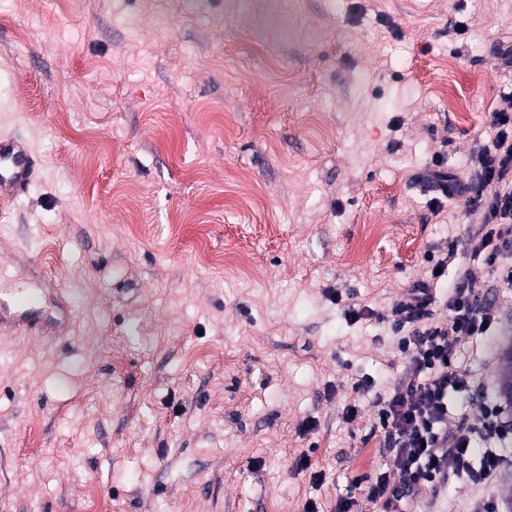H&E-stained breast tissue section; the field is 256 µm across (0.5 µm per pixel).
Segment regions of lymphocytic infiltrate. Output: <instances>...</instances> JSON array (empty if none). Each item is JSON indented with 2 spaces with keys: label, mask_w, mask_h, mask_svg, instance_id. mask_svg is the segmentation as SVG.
Wrapping results in <instances>:
<instances>
[{
  "label": "lymphocytic infiltrate",
  "mask_w": 512,
  "mask_h": 512,
  "mask_svg": "<svg viewBox=\"0 0 512 512\" xmlns=\"http://www.w3.org/2000/svg\"><path fill=\"white\" fill-rule=\"evenodd\" d=\"M489 130L487 144L465 174L449 172L437 158L420 175L435 194L434 204L464 194L472 213L480 215L481 227L469 233L465 249L452 239L445 256L427 255L424 277L390 313L345 307L352 321L386 325L397 353L408 359L397 385L370 404L371 431L383 437L399 469L394 480L384 472L369 478L366 499L381 512H414L459 475L492 490L501 470L512 467V456L498 450L512 436V405L486 400L484 380L454 347L455 337L479 336L499 324L495 298L512 288V113H493ZM476 263L484 276L473 272ZM451 264L456 277L443 293L438 285ZM459 394L479 399L477 412L454 404Z\"/></svg>",
  "instance_id": "f902f5d3"
}]
</instances>
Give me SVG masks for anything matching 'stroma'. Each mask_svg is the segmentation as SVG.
<instances>
[{"instance_id": "stroma-1", "label": "stroma", "mask_w": 512, "mask_h": 512, "mask_svg": "<svg viewBox=\"0 0 512 512\" xmlns=\"http://www.w3.org/2000/svg\"><path fill=\"white\" fill-rule=\"evenodd\" d=\"M510 43L512 0L0 7V134L40 161L0 200V289L28 284L21 251L74 311L60 340L0 337V512H336L397 477L370 411L342 412L403 362L332 294L389 311L478 227L416 176L471 167ZM496 305L456 343L494 395ZM484 502L453 478L431 512Z\"/></svg>"}]
</instances>
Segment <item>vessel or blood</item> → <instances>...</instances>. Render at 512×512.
<instances>
[{"label":"vessel or blood","instance_id":"1","mask_svg":"<svg viewBox=\"0 0 512 512\" xmlns=\"http://www.w3.org/2000/svg\"><path fill=\"white\" fill-rule=\"evenodd\" d=\"M36 157L12 134L0 135V198L26 192L35 176ZM31 287L0 292V334L15 338H55L73 321V308L63 289L38 264L27 266Z\"/></svg>","mask_w":512,"mask_h":512}]
</instances>
